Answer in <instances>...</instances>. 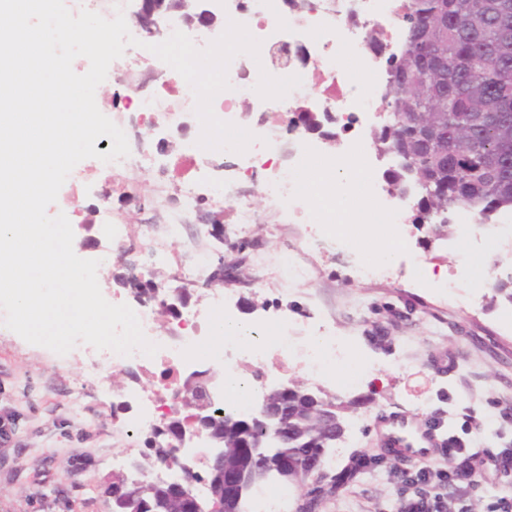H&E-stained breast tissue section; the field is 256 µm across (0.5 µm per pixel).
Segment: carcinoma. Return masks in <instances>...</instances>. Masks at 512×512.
<instances>
[{
  "label": "carcinoma",
  "instance_id": "obj_1",
  "mask_svg": "<svg viewBox=\"0 0 512 512\" xmlns=\"http://www.w3.org/2000/svg\"><path fill=\"white\" fill-rule=\"evenodd\" d=\"M405 36L400 51L388 57V91L384 97L391 121L372 132L379 153L393 152L399 163L389 169L391 185L416 184L419 199L414 223L434 221L435 233L448 232L449 215L466 208L488 219L512 210V0H409L403 14ZM124 285L150 298L155 285L136 277ZM270 406L281 411L280 425L288 446L250 427L246 419L226 411L212 420L208 435L224 450V468L245 472L240 499L224 502L223 474L204 470L208 496L202 506L220 512H248L249 492L269 480L306 483L308 451L327 454L345 432L342 407L334 398L314 399L302 387L276 394ZM259 441L262 458L249 462L238 454L241 442ZM172 449L154 448L139 460L142 471L169 456ZM297 459L296 470L274 468L277 455ZM113 512L134 495L151 512H184L185 504L165 485L115 476L106 488Z\"/></svg>",
  "mask_w": 512,
  "mask_h": 512
}]
</instances>
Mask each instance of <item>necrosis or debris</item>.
<instances>
[{
    "instance_id": "necrosis-or-debris-1",
    "label": "necrosis or debris",
    "mask_w": 512,
    "mask_h": 512,
    "mask_svg": "<svg viewBox=\"0 0 512 512\" xmlns=\"http://www.w3.org/2000/svg\"><path fill=\"white\" fill-rule=\"evenodd\" d=\"M407 4L408 0H224L225 20L244 25L259 40L263 54L287 52V64L270 68V75L301 78L300 86L286 98L274 100L271 109L248 116L242 103L255 97L260 71L246 68L242 57L237 56L227 69L229 89L216 95L212 103L222 121L246 128L254 136L245 153L225 152V167L239 176L261 175L263 194L269 203L284 215L299 218L312 227L303 241L280 255L284 285L308 276L307 268L296 258L297 253L319 255L349 246L350 237L340 232V225L386 222L397 227L408 221L411 196L389 193L386 180L380 179L369 162L362 135L352 132L360 113L369 115L375 127L389 120L387 109L381 105L387 85L385 56L397 51L403 41L401 17ZM373 31L381 35V46L377 49L368 46V36ZM169 73V80L153 98H142L136 88L128 85L123 86L117 97L129 114L152 118L154 126L171 133L181 129V116L193 111L195 98L178 72ZM295 99L301 101L305 111L332 113L338 132H352V139L340 150V158L357 161L360 175L351 179L329 178L323 182L322 191L331 197L344 196L356 201L357 209L342 215L309 209L304 167L311 158L320 156L321 146L308 137L300 119L289 118L290 103ZM288 133L293 136L289 142L284 139ZM200 152V147L191 140L179 155V164L190 170L191 175L181 183L179 208L165 219V236L148 243L155 252L167 253L169 246L180 239L188 215L204 203L234 208L241 228H248L255 221L252 209L233 183L210 181L200 170ZM158 164V159L150 155L137 161L124 158L110 163L95 159L89 169L72 171L68 181L79 183L91 170L123 172L127 178L119 189L133 198L139 193V185L129 178V171ZM135 312L146 339L158 347L154 356L138 351L122 356L85 343L77 344L74 351L99 371V383L103 386L108 383L106 372L111 368L154 372V388L130 389L117 404L118 409L130 411L129 424L139 431L153 429L167 417L186 415L181 401L185 376L195 368L203 348L207 349L210 361L224 366L221 376L207 374L201 379L220 400L226 397L229 378L246 377L256 392L267 380H287L292 365L318 380L340 375L345 385L361 382L374 371L371 361L352 357L345 337L339 336L335 326L320 316L300 331L283 311L263 321V328L271 329L272 334L261 341L227 339L212 345L205 331L214 319L237 318L226 294L210 293L206 305L191 316L173 314L163 331L158 328L160 319L166 315L161 307L144 302ZM211 453L206 434H199L193 446L182 451L187 467H180L178 459L169 457L158 460L147 476L165 481L192 480L206 466Z\"/></svg>"
}]
</instances>
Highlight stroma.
<instances>
[{"mask_svg":"<svg viewBox=\"0 0 512 512\" xmlns=\"http://www.w3.org/2000/svg\"><path fill=\"white\" fill-rule=\"evenodd\" d=\"M195 130L191 114L184 115L177 137L140 121L125 126L134 159L149 154L173 158ZM134 176L140 185L134 198L117 190L118 174L64 186L58 194L62 205L83 212L84 223L73 227V250L80 258L105 259L109 250L98 229L99 210H112L133 226L124 261L105 259L99 277L106 300L130 305L136 299L122 281L130 266L146 269L165 292L183 281L184 268L202 258L214 260L221 248L195 212L187 237L173 246L177 263L153 254L144 235L161 234L160 222L176 207L181 181L173 179L161 188L151 170H137ZM238 187L260 216L245 235L250 249L233 256L252 281L250 287L234 284L229 289L238 318L259 323L284 310L301 328L322 312L349 337L353 355L371 357L377 366L370 379L347 390L290 372L291 382L352 406L344 435L347 448L335 462L324 463L327 476L338 475L359 452L377 455L379 463L332 493L313 495L306 487H291L287 512H398L400 463L384 450L382 426L399 414L420 425H451L466 448H512V422L499 416L501 409L512 408V304L496 291L499 282L512 281V225L495 239L487 237L485 227L474 228L462 250L453 236H436L409 223L405 244L396 248L389 266L418 262L433 272V279H351L345 258L324 255L316 257L311 280L284 293L273 268L310 227L274 212L260 178H243ZM483 257L489 260L490 276L481 281L474 264ZM459 271L468 274L464 285L474 289L473 303L448 297L437 283ZM110 375V388H99L94 370L72 356L29 344L15 333L0 334V416L15 420L12 437L0 442V512H110L112 503L102 486L115 472L112 458L131 448L144 450L146 439L142 432L127 435L126 418L114 416L113 394L133 383L147 388L153 383L152 376L120 369ZM77 386L85 391L78 410L70 405Z\"/></svg>","mask_w":512,"mask_h":512,"instance_id":"1","label":"stroma"}]
</instances>
